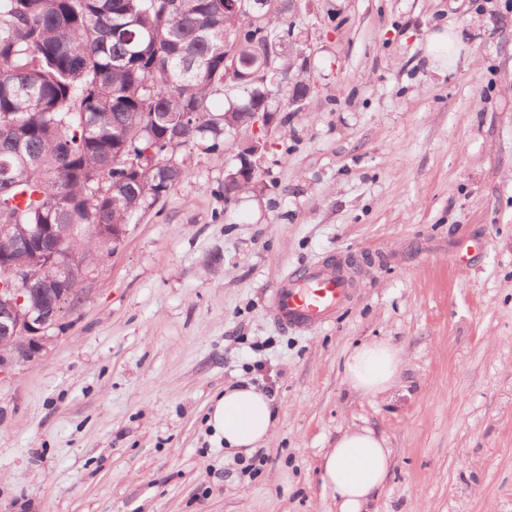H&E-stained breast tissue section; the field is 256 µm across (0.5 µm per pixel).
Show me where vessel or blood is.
Instances as JSON below:
<instances>
[{
    "mask_svg": "<svg viewBox=\"0 0 512 512\" xmlns=\"http://www.w3.org/2000/svg\"><path fill=\"white\" fill-rule=\"evenodd\" d=\"M348 278L336 267L318 264L285 275L271 296L275 320L294 330L329 322L349 293Z\"/></svg>",
    "mask_w": 512,
    "mask_h": 512,
    "instance_id": "b4317fda",
    "label": "vessel or blood"
}]
</instances>
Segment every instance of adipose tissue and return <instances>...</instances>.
<instances>
[{
    "mask_svg": "<svg viewBox=\"0 0 512 512\" xmlns=\"http://www.w3.org/2000/svg\"><path fill=\"white\" fill-rule=\"evenodd\" d=\"M400 367L397 350L388 342L355 346L345 360V380L355 391L376 397L394 387ZM208 424L226 447L247 451L270 441L274 413L270 399L251 386L229 388L215 396ZM392 460L384 437L368 427H350L323 455L324 487L334 496L339 512H362L382 485Z\"/></svg>",
    "mask_w": 512,
    "mask_h": 512,
    "instance_id": "ef3b65f1",
    "label": "adipose tissue"
}]
</instances>
